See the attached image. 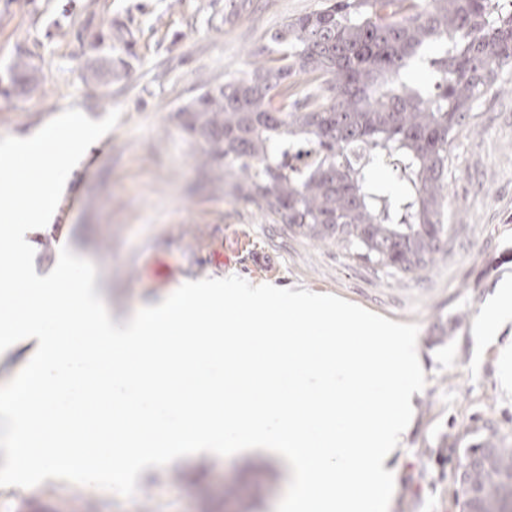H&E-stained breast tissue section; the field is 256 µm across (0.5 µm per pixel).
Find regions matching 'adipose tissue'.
Wrapping results in <instances>:
<instances>
[{"label": "adipose tissue", "mask_w": 512, "mask_h": 512, "mask_svg": "<svg viewBox=\"0 0 512 512\" xmlns=\"http://www.w3.org/2000/svg\"><path fill=\"white\" fill-rule=\"evenodd\" d=\"M477 339L496 345L498 387L505 397H512V277L505 278L494 294L482 305L477 318Z\"/></svg>", "instance_id": "ef3b65f1"}]
</instances>
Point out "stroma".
Here are the masks:
<instances>
[{"label":"stroma","instance_id":"obj_1","mask_svg":"<svg viewBox=\"0 0 512 512\" xmlns=\"http://www.w3.org/2000/svg\"><path fill=\"white\" fill-rule=\"evenodd\" d=\"M0 0V136L37 132L66 108L98 121L121 109L117 126L79 163L54 223L64 245L92 261L114 316L155 301L170 285L224 277L333 294L419 327L426 387L413 428L395 458L393 512H462L465 450L487 431L512 447V402L498 390L494 345L477 343L480 306L512 271V72L500 75L450 147L449 226L428 270L392 275L276 222L256 205L225 196L197 162L194 138L175 116L193 97L241 77L285 19L321 0ZM132 50L111 84L85 78L97 43ZM25 57L43 79L21 93L11 66ZM227 256L226 269L211 262ZM171 266L153 280L156 257ZM266 465L254 512H273L285 468L263 455L186 459L141 479L134 498L49 479L29 491L0 488V512H237L252 492L245 466Z\"/></svg>","mask_w":512,"mask_h":512}]
</instances>
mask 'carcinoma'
I'll return each instance as SVG.
<instances>
[{
  "instance_id": "1",
  "label": "carcinoma",
  "mask_w": 512,
  "mask_h": 512,
  "mask_svg": "<svg viewBox=\"0 0 512 512\" xmlns=\"http://www.w3.org/2000/svg\"><path fill=\"white\" fill-rule=\"evenodd\" d=\"M264 62L177 109L199 163L224 193L390 273L424 271L446 233L448 147L498 76L512 69L501 0H322L286 20ZM96 57L89 79L120 76ZM423 67L427 83L413 80ZM41 70L21 57L14 85ZM388 160L391 194L373 177ZM512 448L465 474L467 512H512Z\"/></svg>"
}]
</instances>
